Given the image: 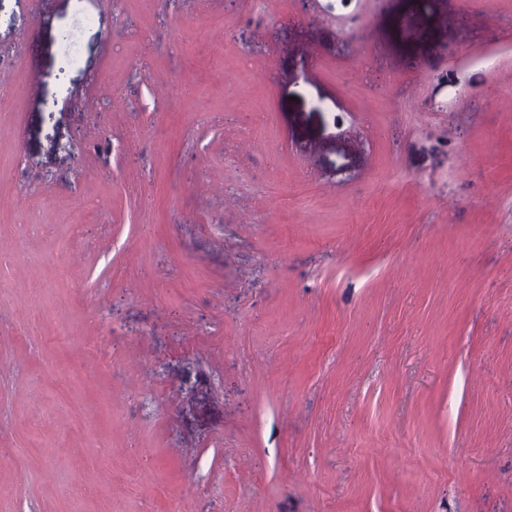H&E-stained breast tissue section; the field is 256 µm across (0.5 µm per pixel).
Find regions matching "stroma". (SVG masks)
Masks as SVG:
<instances>
[{"instance_id": "stroma-1", "label": "stroma", "mask_w": 512, "mask_h": 512, "mask_svg": "<svg viewBox=\"0 0 512 512\" xmlns=\"http://www.w3.org/2000/svg\"><path fill=\"white\" fill-rule=\"evenodd\" d=\"M0 59V512H512V0H0Z\"/></svg>"}]
</instances>
